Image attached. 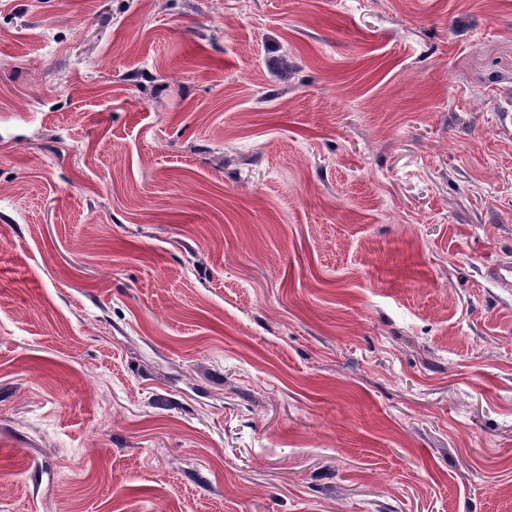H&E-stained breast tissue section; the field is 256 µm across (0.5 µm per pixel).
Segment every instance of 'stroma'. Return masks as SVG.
<instances>
[{"label": "stroma", "mask_w": 512, "mask_h": 512, "mask_svg": "<svg viewBox=\"0 0 512 512\" xmlns=\"http://www.w3.org/2000/svg\"><path fill=\"white\" fill-rule=\"evenodd\" d=\"M512 0H0V512H512Z\"/></svg>", "instance_id": "obj_1"}]
</instances>
